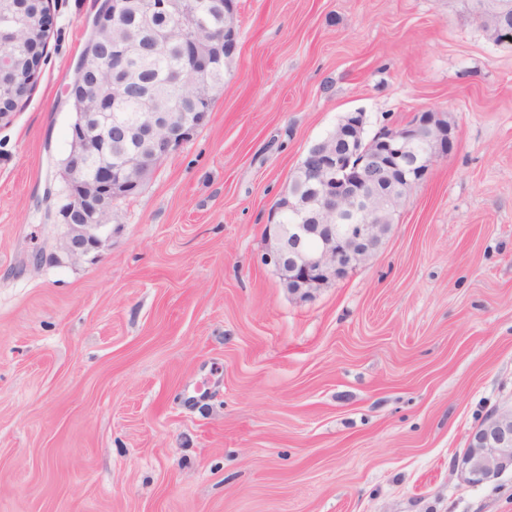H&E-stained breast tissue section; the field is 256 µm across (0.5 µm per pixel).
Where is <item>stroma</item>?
Masks as SVG:
<instances>
[{
	"mask_svg": "<svg viewBox=\"0 0 512 512\" xmlns=\"http://www.w3.org/2000/svg\"><path fill=\"white\" fill-rule=\"evenodd\" d=\"M101 0H50L0 127V512H512L454 468L512 408V46L472 0H236L205 122L75 259L53 196ZM456 142L375 255L292 296L273 207L349 111Z\"/></svg>",
	"mask_w": 512,
	"mask_h": 512,
	"instance_id": "stroma-1",
	"label": "stroma"
}]
</instances>
